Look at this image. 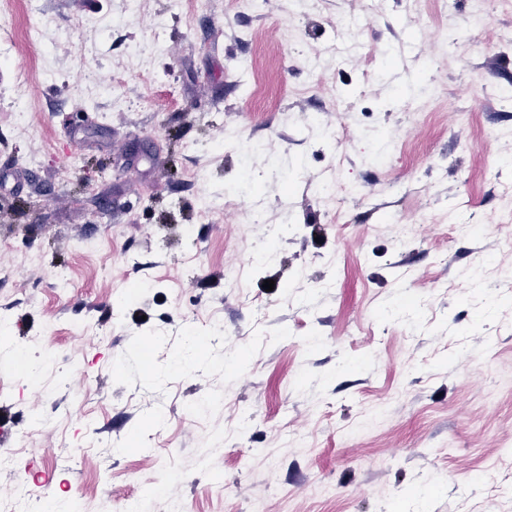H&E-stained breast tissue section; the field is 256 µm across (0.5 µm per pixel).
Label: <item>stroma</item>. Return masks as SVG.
I'll use <instances>...</instances> for the list:
<instances>
[{
	"label": "stroma",
	"instance_id": "1",
	"mask_svg": "<svg viewBox=\"0 0 512 512\" xmlns=\"http://www.w3.org/2000/svg\"><path fill=\"white\" fill-rule=\"evenodd\" d=\"M8 2L16 29L69 37L0 63V351L43 365L0 368L16 452L0 512H512V288L497 274L512 253L416 221L466 197L464 223L512 236L493 221L512 183V141L494 137L512 129L496 98L512 9L489 0L460 56L437 34L462 15L439 0H328L360 23L355 45L289 0H43L33 20ZM90 17L112 22L94 44ZM86 51L111 84L93 101ZM369 51L381 80L338 99ZM334 107L349 135L324 149L298 118ZM242 140L259 148L249 171ZM136 141L153 148L124 167ZM334 168L358 187L343 224L315 191ZM228 192L235 206L201 219ZM261 248L273 258L239 297L224 273ZM17 77H16V97L14 101L13 111L12 112H18L15 123L18 128L22 127L23 125V119L22 114L23 112H27L24 109V103H25V96L27 92V88L29 87L30 82V71L27 66L20 67L16 70Z\"/></svg>",
	"mask_w": 512,
	"mask_h": 512
}]
</instances>
